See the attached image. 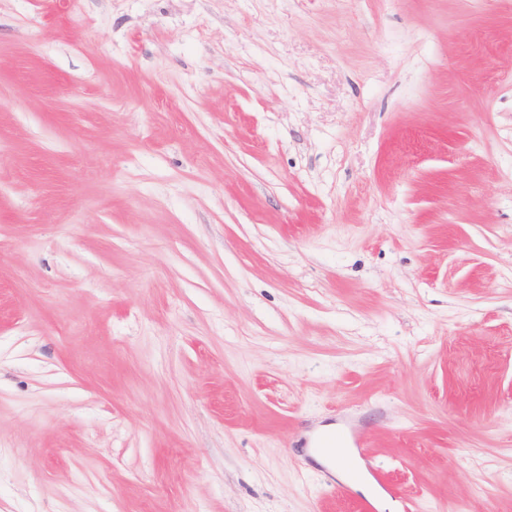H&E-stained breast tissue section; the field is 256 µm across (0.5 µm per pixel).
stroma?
<instances>
[{
    "label": "stroma",
    "mask_w": 512,
    "mask_h": 512,
    "mask_svg": "<svg viewBox=\"0 0 512 512\" xmlns=\"http://www.w3.org/2000/svg\"><path fill=\"white\" fill-rule=\"evenodd\" d=\"M0 512H512V0H0Z\"/></svg>",
    "instance_id": "1"
}]
</instances>
